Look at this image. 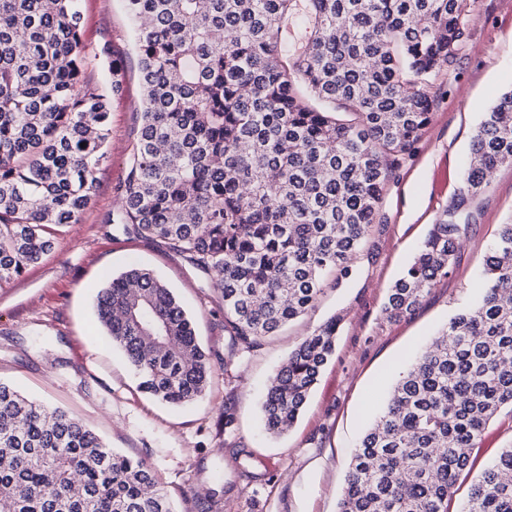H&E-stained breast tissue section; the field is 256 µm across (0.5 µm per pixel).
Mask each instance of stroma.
<instances>
[{
    "label": "stroma",
    "mask_w": 512,
    "mask_h": 512,
    "mask_svg": "<svg viewBox=\"0 0 512 512\" xmlns=\"http://www.w3.org/2000/svg\"><path fill=\"white\" fill-rule=\"evenodd\" d=\"M86 77L106 86L109 62L125 81L110 98L108 152L78 223L51 227L56 246L0 284V382L80 418L116 451L150 465L177 512H336L355 445L401 372L459 309L482 295L479 272L501 225L512 222V167L480 197L481 215L460 240L453 273L416 312H382L389 288L433 224L463 189L471 138L484 112L512 90V0H468V38L435 81L436 105L423 135L387 183L382 221L341 287L261 346L231 347L217 288L159 239L112 224L142 98L132 23L123 0H81ZM153 270L181 300L211 362L208 386L185 406L140 390L123 353L95 316L94 297L129 265ZM339 317L336 350L288 433L260 427L264 387L302 339ZM232 413V428L224 415ZM512 441V411L488 425L473 475Z\"/></svg>",
    "instance_id": "obj_1"
}]
</instances>
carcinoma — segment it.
<instances>
[{"label": "carcinoma", "mask_w": 512, "mask_h": 512, "mask_svg": "<svg viewBox=\"0 0 512 512\" xmlns=\"http://www.w3.org/2000/svg\"><path fill=\"white\" fill-rule=\"evenodd\" d=\"M80 0H0V283L54 248L95 191L109 94L85 85ZM143 96L114 224L159 238L220 290L250 350L311 311L365 249L386 182L431 120L430 88L467 40L466 0H124ZM512 165V91L479 123L467 191L433 225L384 314H413L453 272L476 200ZM481 302L451 317L400 375L353 453L338 512H448L487 424L512 407V223L484 258ZM107 338L171 404L210 362L171 288L131 267L96 296ZM338 320L272 375L265 429L284 433L335 351ZM0 504L8 512H174L150 466L80 420L0 383ZM461 512H512V444Z\"/></svg>", "instance_id": "obj_1"}]
</instances>
